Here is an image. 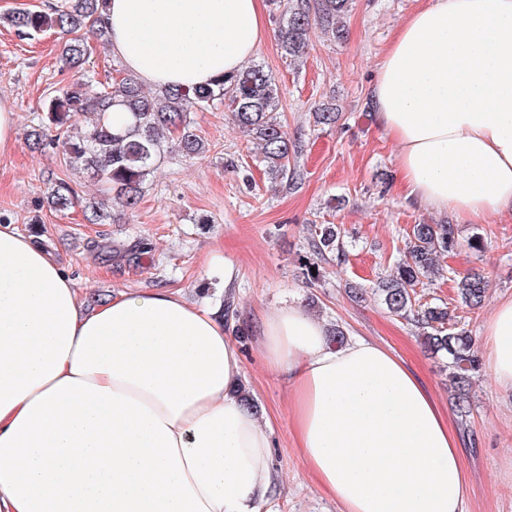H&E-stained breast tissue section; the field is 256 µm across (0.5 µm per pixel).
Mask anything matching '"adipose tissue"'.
<instances>
[{
  "label": "adipose tissue",
  "mask_w": 512,
  "mask_h": 512,
  "mask_svg": "<svg viewBox=\"0 0 512 512\" xmlns=\"http://www.w3.org/2000/svg\"><path fill=\"white\" fill-rule=\"evenodd\" d=\"M263 0H105L110 48L143 84L214 83L264 41ZM415 202L476 224L512 210V0H424L369 89ZM296 446L340 512H465L468 474L433 395L364 336L328 342L292 303L263 322ZM512 388V299L485 326ZM238 349L180 290L84 308L32 238L0 225V512H261L268 422L235 389Z\"/></svg>",
  "instance_id": "1"
}]
</instances>
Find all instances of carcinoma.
<instances>
[{"label":"carcinoma","instance_id":"carcinoma-1","mask_svg":"<svg viewBox=\"0 0 512 512\" xmlns=\"http://www.w3.org/2000/svg\"><path fill=\"white\" fill-rule=\"evenodd\" d=\"M105 0H61L49 11L19 10L7 15L9 25L23 35L32 36L46 27H55L73 35L65 46L64 60L70 69H80L91 53L87 40L79 35L87 30L100 39L108 36L101 25ZM352 0H288L282 11L277 39L282 56L297 61L306 54L309 33L314 28L342 38L343 19L350 12ZM279 90L271 75L260 64L243 67L229 80L216 85L191 88H163L153 93L143 90L138 80L124 74L105 82H96L78 90H66L51 98L45 107L43 126L30 134L32 148L40 152L62 153L73 170L86 172L101 182L111 199L122 209L137 207L144 185L164 157L169 141H176L181 151L195 157L206 151L197 135L190 114L225 106L234 125L257 141L261 163L271 182L294 187L301 179L296 162L290 159L288 132L278 119ZM124 107L133 124L121 130L112 125V110ZM92 115L90 124L77 128V118ZM341 114L325 106L314 113V123L333 127ZM76 203L69 181L61 178L51 183L47 204L58 211ZM85 219L90 224H104L112 213L103 202L87 206ZM314 255L319 260L344 255V242L333 224L314 225ZM458 247L453 225L415 224L406 244V258L382 278L376 289L386 309L396 316L413 314L415 288L438 272V258ZM462 303L472 309L481 307L486 297L484 277L471 272L456 280ZM416 323L424 346L447 359L448 390L457 413L468 417V387L479 368V358L467 330L453 322L448 307H427L416 313Z\"/></svg>","mask_w":512,"mask_h":512}]
</instances>
